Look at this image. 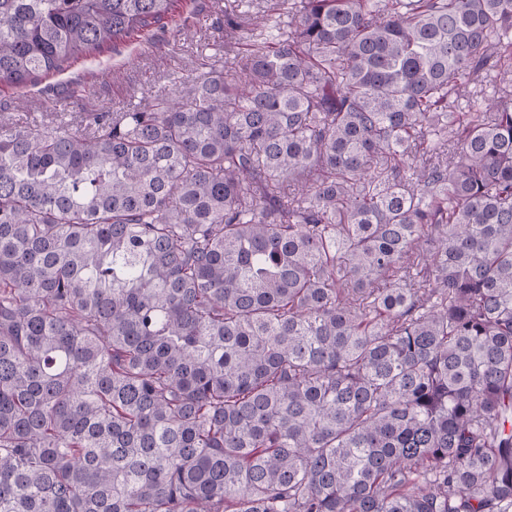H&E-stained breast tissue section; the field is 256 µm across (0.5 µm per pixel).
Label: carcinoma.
Instances as JSON below:
<instances>
[{
  "instance_id": "1",
  "label": "carcinoma",
  "mask_w": 512,
  "mask_h": 512,
  "mask_svg": "<svg viewBox=\"0 0 512 512\" xmlns=\"http://www.w3.org/2000/svg\"><path fill=\"white\" fill-rule=\"evenodd\" d=\"M174 2L0 0V84ZM262 28L0 125V512H512V0Z\"/></svg>"
}]
</instances>
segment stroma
<instances>
[{"label":"stroma","mask_w":512,"mask_h":512,"mask_svg":"<svg viewBox=\"0 0 512 512\" xmlns=\"http://www.w3.org/2000/svg\"><path fill=\"white\" fill-rule=\"evenodd\" d=\"M283 0H176L162 23L138 29L94 56H78L62 70L26 87L0 85V124H75L94 112L145 104L194 67L201 56L224 59V12L234 8L237 34L249 37L261 18H273Z\"/></svg>","instance_id":"1"}]
</instances>
